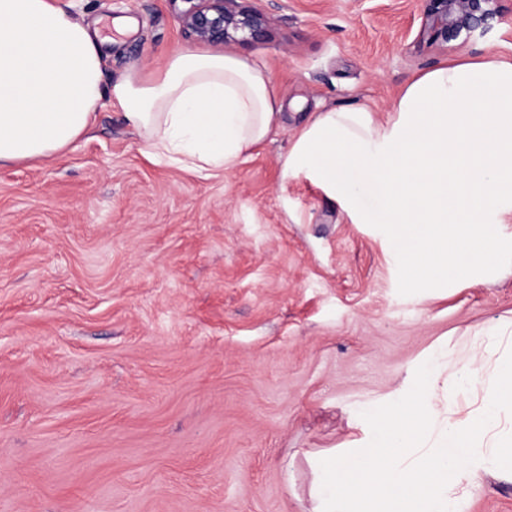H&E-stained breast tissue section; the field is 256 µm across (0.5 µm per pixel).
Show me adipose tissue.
<instances>
[{"instance_id":"ef3b65f1","label":"adipose tissue","mask_w":512,"mask_h":512,"mask_svg":"<svg viewBox=\"0 0 512 512\" xmlns=\"http://www.w3.org/2000/svg\"><path fill=\"white\" fill-rule=\"evenodd\" d=\"M98 33L57 0H0V164L58 153L111 98L155 155L201 171L234 168L270 138L282 107L264 67L185 50L150 78L100 79ZM376 185L395 254L415 284L466 278L502 245L512 213V62H457L413 80L387 122L365 105L318 113L283 174L314 180L352 223L345 174Z\"/></svg>"}]
</instances>
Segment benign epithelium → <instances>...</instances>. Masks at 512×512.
<instances>
[{
	"label": "benign epithelium",
	"instance_id": "7a95c632",
	"mask_svg": "<svg viewBox=\"0 0 512 512\" xmlns=\"http://www.w3.org/2000/svg\"><path fill=\"white\" fill-rule=\"evenodd\" d=\"M179 20L196 39L212 44H227L236 34L253 39L267 36L269 17L256 7L244 6V0H181ZM418 35L439 46L474 33L486 31L496 18L507 11L505 0H421Z\"/></svg>",
	"mask_w": 512,
	"mask_h": 512
}]
</instances>
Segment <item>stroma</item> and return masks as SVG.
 Here are the masks:
<instances>
[{"mask_svg":"<svg viewBox=\"0 0 512 512\" xmlns=\"http://www.w3.org/2000/svg\"><path fill=\"white\" fill-rule=\"evenodd\" d=\"M60 2L105 37L106 88L196 46L171 0ZM260 7L268 35L220 51L265 66L283 113L233 169L149 155L106 99L73 146L0 165V512H314L315 466L366 446L365 407L443 352L480 368L446 412L466 421L512 350V221L491 269L413 287L368 184L354 224L282 173L320 112L385 122L424 73L512 61V15L439 49L407 31L418 0ZM452 507L512 512V476Z\"/></svg>","mask_w":512,"mask_h":512,"instance_id":"1","label":"stroma"}]
</instances>
